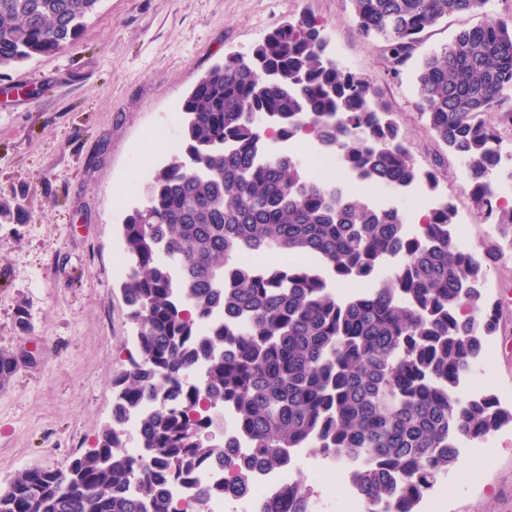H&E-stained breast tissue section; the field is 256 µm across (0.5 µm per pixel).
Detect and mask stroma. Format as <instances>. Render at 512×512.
I'll list each match as a JSON object with an SVG mask.
<instances>
[{
    "label": "stroma",
    "mask_w": 512,
    "mask_h": 512,
    "mask_svg": "<svg viewBox=\"0 0 512 512\" xmlns=\"http://www.w3.org/2000/svg\"><path fill=\"white\" fill-rule=\"evenodd\" d=\"M317 21L326 53L365 75L392 106L417 162L445 156L416 106L423 59L461 30L512 17V0L445 18L391 75L380 45L357 32L350 0H102L77 41L0 77V198L22 210L0 224V353H33L0 388V490L26 468L66 467L112 421V383L135 353L115 259L123 219L143 204L167 154L155 132L180 126L184 99L231 53L248 52L285 21ZM436 195L465 214L467 250L500 243L487 231L448 157ZM498 331L467 379L512 408V262L488 273ZM432 491L439 512H512V422L459 451Z\"/></svg>",
    "instance_id": "obj_1"
}]
</instances>
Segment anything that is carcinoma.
<instances>
[{
  "instance_id": "obj_1",
  "label": "carcinoma",
  "mask_w": 512,
  "mask_h": 512,
  "mask_svg": "<svg viewBox=\"0 0 512 512\" xmlns=\"http://www.w3.org/2000/svg\"><path fill=\"white\" fill-rule=\"evenodd\" d=\"M102 0H0V70L71 44ZM358 33L396 72L444 18L490 0H350ZM302 16L248 53L213 66L187 96L181 138L122 224V282L137 357L113 382L112 423L65 469L26 468L0 491V512H188L226 489L249 494L253 470L288 468V450L334 458L367 512H417L457 462L462 440L487 437L512 411L461 382L498 328L481 284L503 249H462L446 203L409 234L395 206L325 187L267 135L305 131L374 186H438L443 162L421 171L392 112L363 76L329 58ZM418 107L437 143L465 165L464 191L486 224L512 237V208L494 205L502 175L494 143L512 130V20L458 32L424 59ZM314 257L271 263L246 252ZM402 262L389 275L383 263ZM347 287L341 296L336 288ZM201 362L206 378L186 387ZM150 404L137 431L147 464L123 451L121 422ZM229 409L250 455L212 435ZM225 479L180 505L170 484L204 463ZM311 490L288 487V512Z\"/></svg>"
}]
</instances>
